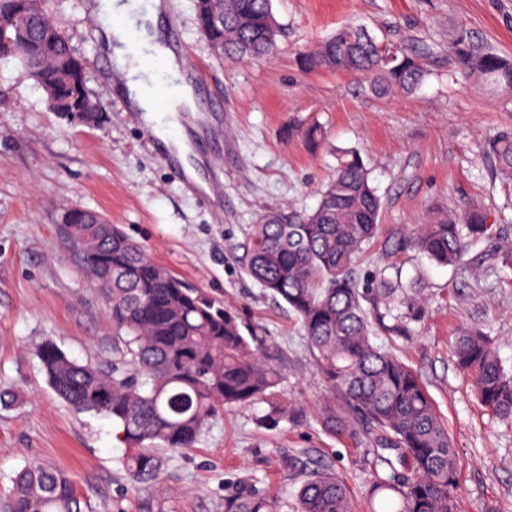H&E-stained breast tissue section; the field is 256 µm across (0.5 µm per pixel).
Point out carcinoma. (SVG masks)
<instances>
[{"instance_id": "cac0c4a2", "label": "carcinoma", "mask_w": 512, "mask_h": 512, "mask_svg": "<svg viewBox=\"0 0 512 512\" xmlns=\"http://www.w3.org/2000/svg\"><path fill=\"white\" fill-rule=\"evenodd\" d=\"M207 7L211 23L198 30L217 57L274 54L279 24L272 0H208ZM44 21L41 0H0V60L18 61L22 76L68 121H98L104 107L89 93L80 57ZM448 60L512 98V58L467 29L449 35ZM303 64L360 74L378 95L412 91L428 77L423 57L353 25L336 29ZM486 149L512 171V133L489 140ZM381 213L360 152L338 149L315 209H269L251 225L245 272L300 321L323 381L339 398L323 404L324 424L354 435L361 424L373 431L370 512H457V451L448 427L418 373L376 342L380 332L411 335L424 313L421 290L383 270L364 281L358 274ZM488 218L479 204L461 213L435 208L402 246L459 267L486 236ZM66 228L112 322V361L80 363L52 340L40 343L38 357L50 387L74 411L112 420L116 438L132 449L123 460L131 476L159 475V449L191 448L219 411L262 403L274 393L279 370L232 310L156 263L115 224L108 236L87 224ZM453 357L480 404L512 423V370L490 338L463 332ZM294 501V512H354L344 483L328 468L305 475ZM0 512L86 510L68 473L31 461L16 473ZM224 512H280V502L250 489L225 497Z\"/></svg>"}]
</instances>
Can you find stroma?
<instances>
[{"label": "stroma", "instance_id": "stroma-1", "mask_svg": "<svg viewBox=\"0 0 512 512\" xmlns=\"http://www.w3.org/2000/svg\"><path fill=\"white\" fill-rule=\"evenodd\" d=\"M94 3L42 0V9L78 50L87 86L105 107L100 121L64 120L16 61L0 60V390L14 395L0 405V495L17 470L39 460L72 474L90 512H224L225 496L251 487L291 503L302 464L313 460L333 466L356 512H368L372 434L352 438L323 424L330 392L299 320L244 271L259 215L314 209L335 149L355 148L383 201L359 273L393 266L402 279H418L425 297L411 338L378 341L422 377L448 426L458 453L457 512H512V425L478 403L451 356L466 327L487 333L512 366V283L496 272L501 245L512 243V172L482 150L486 138L512 131V104L448 62V35L458 27L512 55V0H272L279 51L261 62L216 57L198 30L194 0H165L166 29L197 66L198 97L215 113L208 131L190 122L186 132L205 178L224 187L219 199L163 163L99 48ZM350 23L420 53L429 77L414 92L377 97L361 75L306 71L302 54ZM311 127L321 128L319 143L306 138ZM473 202L486 206L490 236L466 268L396 251L432 208ZM66 206L100 213L156 262L235 310L281 372L272 404L288 406L294 419L264 425L265 403L224 411L193 448L164 451L157 478L133 481L111 420L59 399L34 351L50 338L80 362L112 355L104 302L63 232Z\"/></svg>", "mask_w": 512, "mask_h": 512}]
</instances>
